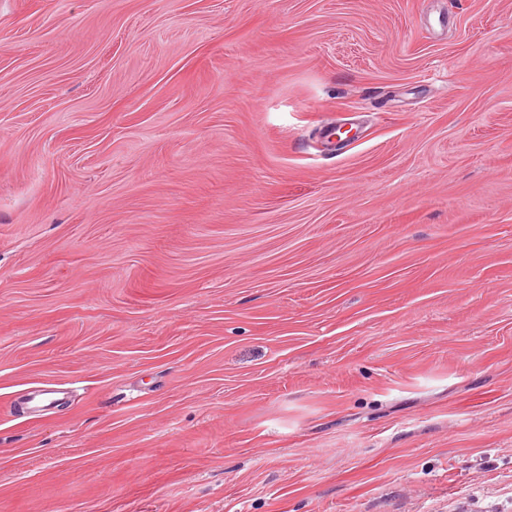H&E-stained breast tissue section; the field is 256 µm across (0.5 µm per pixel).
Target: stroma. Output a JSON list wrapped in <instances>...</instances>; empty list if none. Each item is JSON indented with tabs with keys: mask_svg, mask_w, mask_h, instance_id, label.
Instances as JSON below:
<instances>
[{
	"mask_svg": "<svg viewBox=\"0 0 512 512\" xmlns=\"http://www.w3.org/2000/svg\"><path fill=\"white\" fill-rule=\"evenodd\" d=\"M0 512H512V0H0Z\"/></svg>",
	"mask_w": 512,
	"mask_h": 512,
	"instance_id": "stroma-1",
	"label": "stroma"
}]
</instances>
